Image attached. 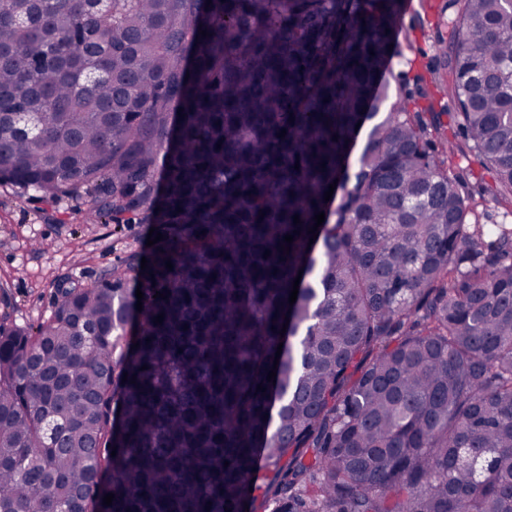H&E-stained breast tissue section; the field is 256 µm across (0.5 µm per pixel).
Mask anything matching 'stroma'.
I'll list each match as a JSON object with an SVG mask.
<instances>
[{
    "label": "stroma",
    "instance_id": "stroma-1",
    "mask_svg": "<svg viewBox=\"0 0 512 512\" xmlns=\"http://www.w3.org/2000/svg\"><path fill=\"white\" fill-rule=\"evenodd\" d=\"M455 20L456 8L449 0H414L413 10L402 18L384 81L395 86L402 76L434 66L436 35L450 31ZM451 172L461 177L464 194L475 197L477 223L512 225V205L480 197V187L491 183L492 175L475 158L456 156ZM88 207L84 194L47 200L0 183V285L17 324L37 325L56 309L60 280L93 286L131 252L148 254L149 225L91 222Z\"/></svg>",
    "mask_w": 512,
    "mask_h": 512
}]
</instances>
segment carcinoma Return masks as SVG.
<instances>
[{"label": "carcinoma", "instance_id": "obj_1", "mask_svg": "<svg viewBox=\"0 0 512 512\" xmlns=\"http://www.w3.org/2000/svg\"><path fill=\"white\" fill-rule=\"evenodd\" d=\"M453 2L447 150L403 0H0V182L164 235L0 314V512H512V227L448 174L512 205V0ZM452 174L462 178L463 192L476 201L474 219L477 224H510L512 225V210L509 204L494 199L491 196L482 198L479 194L481 185L492 182V174L475 159L460 154L455 157Z\"/></svg>", "mask_w": 512, "mask_h": 512}]
</instances>
